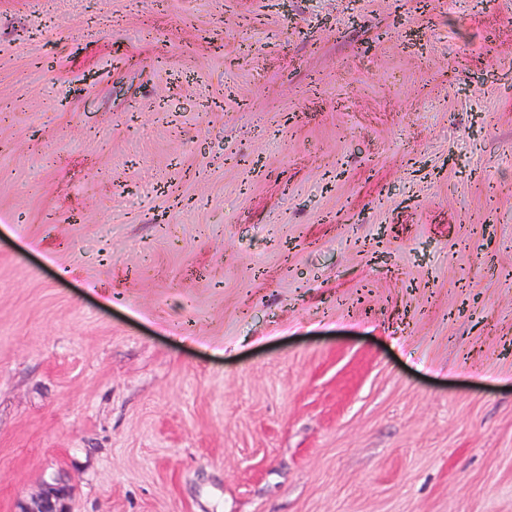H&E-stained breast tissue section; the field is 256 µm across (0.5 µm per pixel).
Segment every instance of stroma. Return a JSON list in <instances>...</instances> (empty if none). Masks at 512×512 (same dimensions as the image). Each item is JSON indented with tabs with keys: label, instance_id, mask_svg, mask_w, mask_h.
I'll return each mask as SVG.
<instances>
[{
	"label": "stroma",
	"instance_id": "1",
	"mask_svg": "<svg viewBox=\"0 0 512 512\" xmlns=\"http://www.w3.org/2000/svg\"><path fill=\"white\" fill-rule=\"evenodd\" d=\"M512 512V0H0V512ZM68 494V489L64 486H49L34 506L24 509L23 512H70L66 504Z\"/></svg>",
	"mask_w": 512,
	"mask_h": 512
}]
</instances>
